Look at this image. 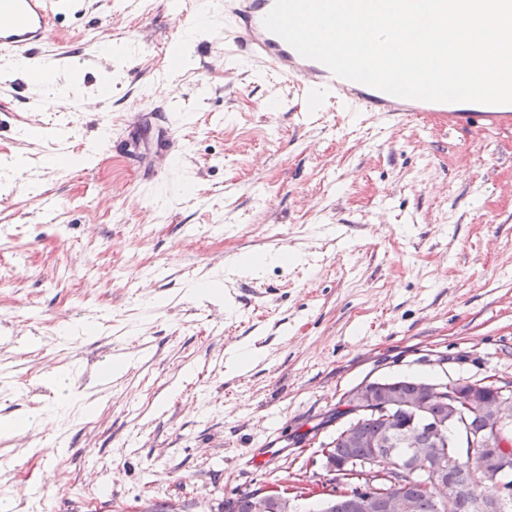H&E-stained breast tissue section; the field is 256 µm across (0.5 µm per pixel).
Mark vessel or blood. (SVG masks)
<instances>
[{"instance_id": "vessel-or-blood-1", "label": "vessel or blood", "mask_w": 512, "mask_h": 512, "mask_svg": "<svg viewBox=\"0 0 512 512\" xmlns=\"http://www.w3.org/2000/svg\"><path fill=\"white\" fill-rule=\"evenodd\" d=\"M72 0H0V15L9 19L0 26V56L20 65L49 39L56 11L72 8ZM274 0H219L224 30L240 41L252 60L284 77L295 78L353 109H363L401 121H430L443 127H474L488 132H512V104L444 102L403 99L376 88L334 76L322 63L300 56L286 41L268 31L264 17Z\"/></svg>"}]
</instances>
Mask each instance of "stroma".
<instances>
[{
	"mask_svg": "<svg viewBox=\"0 0 512 512\" xmlns=\"http://www.w3.org/2000/svg\"><path fill=\"white\" fill-rule=\"evenodd\" d=\"M200 2L53 24L84 109L0 66V420L25 425L0 434V512H222L322 479L366 379L512 381V133L304 92ZM156 100L184 147L160 184L111 141ZM240 343L265 356L232 373Z\"/></svg>",
	"mask_w": 512,
	"mask_h": 512,
	"instance_id": "1",
	"label": "stroma"
}]
</instances>
